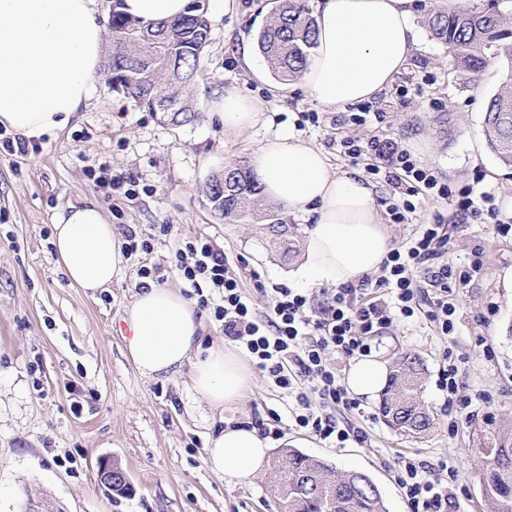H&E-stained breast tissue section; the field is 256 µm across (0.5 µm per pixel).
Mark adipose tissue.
Returning a JSON list of instances; mask_svg holds the SVG:
<instances>
[{"instance_id":"ef3b65f1","label":"adipose tissue","mask_w":512,"mask_h":512,"mask_svg":"<svg viewBox=\"0 0 512 512\" xmlns=\"http://www.w3.org/2000/svg\"><path fill=\"white\" fill-rule=\"evenodd\" d=\"M188 0H122L119 9L142 23L181 16ZM316 46L296 84L317 105L342 107L385 90L404 69L416 42L413 0H314ZM107 47L93 0H0V128L27 138L65 127L88 98ZM229 134L264 121L262 103L230 87L213 103ZM251 169L266 201L306 214L295 278L309 284H353L378 270L392 249L373 185L332 165L293 132L266 138ZM52 243L72 286L106 287L125 263L122 241L97 205L72 203L54 217ZM128 359L146 377L187 376L211 408L238 406L251 392L248 366L231 345L205 344L195 302L172 288L149 286L126 314ZM387 378L376 356L356 358L346 382L375 397ZM271 445L251 422L210 435L205 463L242 481L262 472Z\"/></svg>"}]
</instances>
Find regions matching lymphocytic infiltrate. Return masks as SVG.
<instances>
[{
  "label": "lymphocytic infiltrate",
  "mask_w": 512,
  "mask_h": 512,
  "mask_svg": "<svg viewBox=\"0 0 512 512\" xmlns=\"http://www.w3.org/2000/svg\"><path fill=\"white\" fill-rule=\"evenodd\" d=\"M340 143L351 159L369 156L368 173L385 174L390 181L398 197L389 207L393 223H406L416 210L414 196L423 191L435 200L453 199L459 213L507 230L489 193L477 194L469 187L452 191L397 140L376 135L363 143L347 135ZM447 246L441 225H420L404 245L389 253L377 278L365 277L358 286L325 292L319 301L295 288L273 286L266 291L268 311L262 318L210 241L183 242L175 266L199 307L212 308L215 320L222 322L225 338L238 344L276 387L295 392L296 406L291 412L295 424L321 440L341 445L354 439L355 432L340 427L332 410L353 409L357 402L328 363L327 351L348 358L369 354L372 337L394 319H409L421 311L442 334L452 335L456 307L446 299L448 284L467 285L482 261L476 258L468 269L455 270L442 261ZM423 272L430 273L440 291L426 308L421 305L419 275ZM302 379L309 382V393L298 391ZM458 477L456 467L443 463L435 468L413 457L401 458L396 475L409 512H448V485Z\"/></svg>",
  "instance_id": "lymphocytic-infiltrate-1"
}]
</instances>
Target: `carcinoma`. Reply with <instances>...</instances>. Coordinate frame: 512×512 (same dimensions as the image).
Listing matches in <instances>:
<instances>
[{
    "label": "carcinoma",
    "instance_id": "cac0c4a2",
    "mask_svg": "<svg viewBox=\"0 0 512 512\" xmlns=\"http://www.w3.org/2000/svg\"><path fill=\"white\" fill-rule=\"evenodd\" d=\"M427 29L431 38L448 46L453 64L470 73H479L497 58L512 62V28L498 0L452 14L434 12ZM315 31L306 0H279L257 38L277 78L299 76L315 44ZM210 38L208 4L197 0H189L183 15L149 25L113 11L112 50L105 64L112 73V89L150 112L164 111V102L171 104L167 113L175 125L196 122L193 89ZM484 123L490 148L501 165L512 169V76L489 98ZM218 174L229 188L224 190V205L215 209L217 218L239 224L261 217L286 252H292L290 225L279 211L262 206L250 168L242 163ZM423 387V363L401 354L381 395L384 421L407 435H426L434 415L423 400ZM482 463L487 512H512V425L499 430L495 446L484 449ZM270 479L279 512H385L381 494L366 474L339 472L297 448L277 452Z\"/></svg>",
    "mask_w": 512,
    "mask_h": 512
}]
</instances>
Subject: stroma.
I'll return each instance as SVG.
<instances>
[{
  "instance_id": "obj_1",
  "label": "stroma",
  "mask_w": 512,
  "mask_h": 512,
  "mask_svg": "<svg viewBox=\"0 0 512 512\" xmlns=\"http://www.w3.org/2000/svg\"><path fill=\"white\" fill-rule=\"evenodd\" d=\"M272 0H229L212 16L194 103L199 121L172 125L98 77L67 126L28 140L27 154L7 151L0 131V512H22L27 497L48 498L63 512H277L266 474L237 483L214 475L204 461L208 435L224 422L278 423L274 448L295 447L341 472L360 471L378 487L386 512H408L395 480L398 460L414 456L435 465L453 461L449 483L454 512H486L480 457L495 434L512 424V231L464 217L452 202L420 199L409 224H388L402 245L420 224H442L449 235L446 259L456 269L481 253L483 268L448 300L457 308L456 330L442 335L425 315L397 319L372 340L386 362L412 353L425 363L424 398L435 425L415 438L389 428L378 401L359 398L337 409L343 424L363 430L365 441L345 447L320 441L295 427V398L253 371V391L240 407L218 412L186 379L142 376L125 355L126 311L137 293L141 266L160 269L161 284L187 291L175 268L182 240L208 239L265 313L264 289L276 284L320 293L292 276L299 254H286L263 223L227 224L205 195L209 176L229 163H249L265 138L290 129L322 149L336 166L351 162L341 137L382 133L432 166L452 190L471 187L492 195L500 217L512 221V170L490 150L484 106L502 85L507 63L492 60L479 77L455 69L445 45L426 28L428 8L414 13L417 40L405 68L371 99L382 124L339 127L338 119L362 104L325 108L303 90L274 94L276 81L262 55L254 67L239 59L242 41L256 42ZM235 87L261 101L267 124L228 135L210 110L217 91ZM317 114L310 122L308 114ZM134 182L135 195L110 186L107 176ZM97 204L120 235L148 239L151 253L128 256L110 286L86 292L72 287L52 245L55 214L68 204ZM462 359L463 393L474 400L470 418H456L437 387L446 352ZM457 419V433L448 422ZM120 465L131 489L118 494L100 481L104 465Z\"/></svg>"
}]
</instances>
